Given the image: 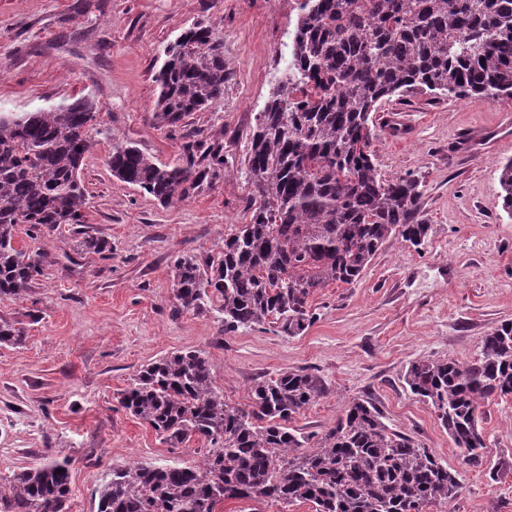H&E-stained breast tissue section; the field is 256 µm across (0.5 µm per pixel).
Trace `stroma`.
<instances>
[{
  "label": "stroma",
  "mask_w": 512,
  "mask_h": 512,
  "mask_svg": "<svg viewBox=\"0 0 512 512\" xmlns=\"http://www.w3.org/2000/svg\"><path fill=\"white\" fill-rule=\"evenodd\" d=\"M302 0H0V112H32L89 97L113 139L155 163L184 157L183 135L155 119L163 50L198 22L224 35L235 71L224 97L191 113L186 132L219 139L235 163L211 189L161 206L113 177L108 141L95 137L80 172L82 224H61L17 247L50 261L23 300L0 301L24 339L0 346V477L46 459L71 461L70 512H96V481L132 461L192 465L199 440L170 452L119 403L145 364L201 350L235 406L259 380L288 369L318 376L325 395L291 421L306 434L332 426L352 400L370 399L392 430L456 471L461 491L427 512H512V398L486 404V463L470 468L433 410L404 380L417 359L477 357L483 336L512 321V219L498 181L512 159V100L419 92L382 101L371 149L386 178L420 184L423 246L390 238L357 283L313 294L314 322L297 336L272 324L227 330L212 313L179 309L171 265L216 258L227 234L249 219L243 162L257 112L291 58ZM94 237L112 247L84 248Z\"/></svg>",
  "instance_id": "35a3bbf8"
}]
</instances>
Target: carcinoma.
I'll use <instances>...</instances> for the list:
<instances>
[{"label": "carcinoma", "instance_id": "carcinoma-1", "mask_svg": "<svg viewBox=\"0 0 512 512\" xmlns=\"http://www.w3.org/2000/svg\"><path fill=\"white\" fill-rule=\"evenodd\" d=\"M291 60L257 113L244 166L250 218L224 237L217 261L172 266L179 308L217 300L226 329L276 324L289 336L314 320L309 299L331 284H354L391 237L421 246L419 182L386 179L370 150L372 114L394 95H482L512 99V0H302ZM156 118L175 130L224 98L233 70L224 36L197 23L164 50ZM89 100L0 113V300H23L48 252L15 247L32 233L83 224L79 172L91 146ZM111 139V132L96 129ZM186 160L158 165L131 143H111L106 165L119 181L163 206L223 178L224 145L191 140ZM502 209L512 218V159L499 168ZM23 331L0 318V344ZM459 448L463 464H484L481 406L512 397V322L483 337L466 363L417 360L404 376ZM321 379L287 370L256 382L248 407L224 401L199 350L143 366L120 404L148 423L172 452L196 438L193 467L129 462L96 489L97 512H219L228 500L310 502L315 512H424L460 491L457 474L380 411L355 399L324 433L288 426L324 396ZM70 464L53 460L0 477V512H69Z\"/></svg>", "mask_w": 512, "mask_h": 512}]
</instances>
